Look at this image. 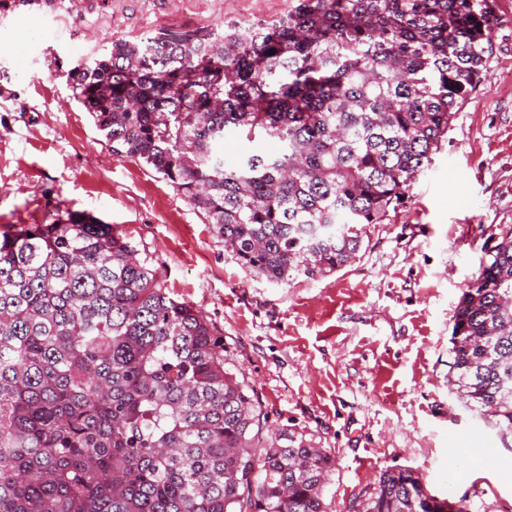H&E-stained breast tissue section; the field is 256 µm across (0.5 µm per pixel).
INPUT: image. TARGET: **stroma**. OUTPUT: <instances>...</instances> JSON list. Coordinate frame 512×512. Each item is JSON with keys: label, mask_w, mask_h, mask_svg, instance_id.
Returning a JSON list of instances; mask_svg holds the SVG:
<instances>
[{"label": "stroma", "mask_w": 512, "mask_h": 512, "mask_svg": "<svg viewBox=\"0 0 512 512\" xmlns=\"http://www.w3.org/2000/svg\"><path fill=\"white\" fill-rule=\"evenodd\" d=\"M49 14L0 0V226L86 212L158 269L169 296L224 334V366L265 413L276 445L322 448L335 470L327 512L388 469L469 512H512V436L448 384L453 316L482 245L512 224V0H496L489 73L404 203L367 227L356 259L317 280L272 282L241 266L213 225L153 169L113 153L68 72L169 25L220 26L287 12L291 0H73ZM495 452L493 469L470 459Z\"/></svg>", "instance_id": "stroma-1"}]
</instances>
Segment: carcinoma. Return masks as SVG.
<instances>
[{
	"label": "carcinoma",
	"mask_w": 512,
	"mask_h": 512,
	"mask_svg": "<svg viewBox=\"0 0 512 512\" xmlns=\"http://www.w3.org/2000/svg\"><path fill=\"white\" fill-rule=\"evenodd\" d=\"M294 2L118 39L68 74L112 151L274 282L355 260L487 78L499 23L495 0ZM228 133L279 150L228 165ZM491 238L454 315L449 380L512 435V225ZM262 419L222 331L110 225L67 211L0 229V512H327L331 455L276 446ZM359 506L467 512L406 468Z\"/></svg>",
	"instance_id": "cac0c4a2"
}]
</instances>
